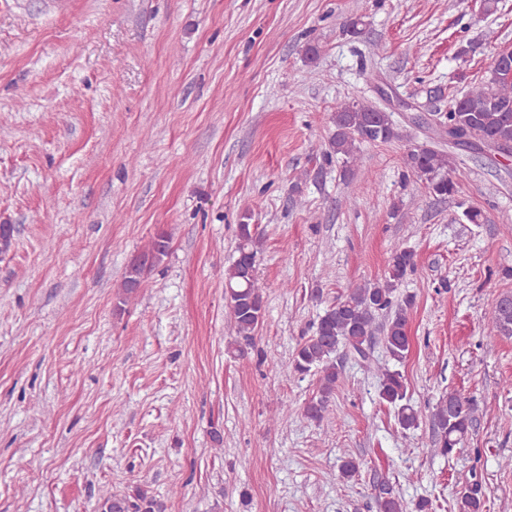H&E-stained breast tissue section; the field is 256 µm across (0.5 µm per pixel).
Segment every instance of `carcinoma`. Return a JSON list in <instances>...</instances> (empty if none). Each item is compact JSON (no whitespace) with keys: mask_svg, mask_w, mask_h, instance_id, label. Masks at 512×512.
I'll return each instance as SVG.
<instances>
[{"mask_svg":"<svg viewBox=\"0 0 512 512\" xmlns=\"http://www.w3.org/2000/svg\"><path fill=\"white\" fill-rule=\"evenodd\" d=\"M487 74L464 95L452 99L448 111L439 113L437 124L470 138L467 146L481 151L488 143L512 146V77ZM335 132L329 141V153L354 158L360 143H387L399 137L390 113L359 101L341 103L333 114ZM406 166L429 191L440 197L457 192L456 162L443 150L416 145L408 150ZM237 256L224 271V300L234 322L237 340L227 347L232 357H243L256 348V333L264 314V286L258 278L257 227L247 222L237 226ZM170 237L155 235L147 246L128 263L116 297L119 310L132 303L145 286L148 274L159 267L169 252ZM414 268L411 250L398 244L391 250L389 269L383 279L357 285L344 298L327 306L319 316L315 331L299 344L291 372L317 375L316 394L304 406V415L320 422L332 407L340 372L336 355L346 349L367 363L379 375V396L394 411V419L403 430L419 427L422 411L408 392L406 378L396 368L410 350L408 310L413 297L401 298L398 286ZM490 325L504 336L512 335V294L500 295L493 306ZM393 366L378 365L371 357L377 336ZM473 399L450 391L432 407L429 421L434 438L431 451L450 457L467 440L475 421ZM381 512H408L407 506L387 481L373 485ZM458 512H482L478 489L459 492ZM99 512H165L164 504L144 485L126 491H106L100 498Z\"/></svg>","mask_w":512,"mask_h":512,"instance_id":"cac0c4a2","label":"carcinoma"}]
</instances>
